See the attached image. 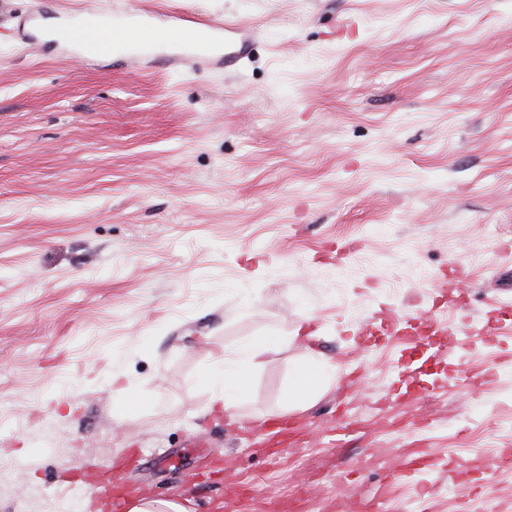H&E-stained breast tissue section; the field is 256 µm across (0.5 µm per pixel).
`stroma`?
I'll return each instance as SVG.
<instances>
[{"instance_id":"stroma-1","label":"stroma","mask_w":512,"mask_h":512,"mask_svg":"<svg viewBox=\"0 0 512 512\" xmlns=\"http://www.w3.org/2000/svg\"><path fill=\"white\" fill-rule=\"evenodd\" d=\"M135 2L242 21L249 54L59 59L28 37L57 0H0V512H104V476L187 512H484L512 491V319L484 314L512 300V0ZM453 271L454 360L369 327ZM313 358L336 379L290 408ZM414 448L427 493L380 491ZM256 350L254 345L247 346L239 359L232 362L224 360L222 367L210 374V381L219 389L215 401L221 402L224 412L230 413L236 407L243 391L248 363Z\"/></svg>"}]
</instances>
